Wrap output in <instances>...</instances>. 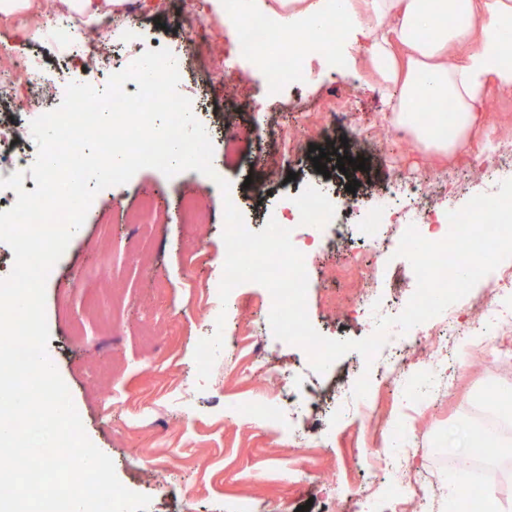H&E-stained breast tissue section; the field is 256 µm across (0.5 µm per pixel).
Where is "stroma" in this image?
<instances>
[{
    "label": "stroma",
    "instance_id": "obj_1",
    "mask_svg": "<svg viewBox=\"0 0 512 512\" xmlns=\"http://www.w3.org/2000/svg\"><path fill=\"white\" fill-rule=\"evenodd\" d=\"M25 20L48 23L41 42L25 43L21 30L6 26L0 14V70L9 67L8 46H25L42 68L53 104L66 89L63 70L81 71L85 83L104 89L109 72L87 68L81 53L54 26L53 0H32ZM137 12L145 37L128 47L122 28L101 35L110 51L130 58L144 51L167 49L187 67L181 95L205 127L212 146L215 177L196 171L165 176L154 168L136 172L123 185L108 187L94 198L83 225L74 233L45 285V313L50 333L47 353L66 383L84 430L114 463L119 481L149 496L147 512H341L342 501L368 487L369 512H406L393 499L388 476L376 475L382 451L378 435H406L410 448L406 470L418 496L430 499L432 512H458L447 487L464 480L481 429L488 396L512 390V323L497 335L469 334L484 315L482 300L498 272L483 277L467 294L458 313L462 330L442 348L447 382L427 402L399 391L385 370L393 361L383 347L372 362L348 352L325 372L315 371L307 353L264 331L268 290L256 283L236 286L227 304L202 300L200 285L223 273L224 199L219 181L251 230H261L269 215L290 196L320 186L340 214L335 229L313 234L305 262L307 312L314 328L330 339L359 340L372 334L359 309L358 297L379 302L381 310H403L417 281L407 258L396 251L404 225L380 230L383 249L365 240L361 205L367 196L392 185L401 171L422 172L420 198L447 210L444 190L457 177L462 198L481 194L486 172L466 164L457 152L437 155L415 138L393 136L396 115L386 104L388 91L367 60L364 45L344 46L346 69L322 49L308 54L306 79L284 85L275 105L261 95L273 81L265 65L242 58L232 81L222 82L196 71L200 54L217 56L234 50V28L217 18L206 24L212 34L200 47L196 20L181 21L156 12V0H141ZM349 101L350 122L306 138V147L282 159L279 135H302L301 115L322 109L328 101ZM361 129L353 147L366 159L361 170L342 174L336 162L318 173L310 145L331 152L333 144ZM241 136L242 153L261 152L259 166L224 165L227 132ZM512 143V92L489 87L469 142L483 134ZM357 181L348 191L349 181ZM151 193L165 211L164 223L141 214L140 202ZM200 196L213 223H184L180 201ZM204 253L188 263L196 243ZM224 317V346L235 347V366L216 360L208 379H200L194 361L200 339L215 331ZM293 373L292 383L278 386L274 373ZM370 375L364 399L367 414L337 406L338 395L352 391L362 373ZM293 403L311 438L301 440L278 431L255 402ZM487 485L505 512H512V433H502L486 447L480 461Z\"/></svg>",
    "mask_w": 512,
    "mask_h": 512
}]
</instances>
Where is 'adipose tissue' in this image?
<instances>
[{
    "instance_id": "ef3b65f1",
    "label": "adipose tissue",
    "mask_w": 512,
    "mask_h": 512,
    "mask_svg": "<svg viewBox=\"0 0 512 512\" xmlns=\"http://www.w3.org/2000/svg\"><path fill=\"white\" fill-rule=\"evenodd\" d=\"M266 15L277 32L302 31L320 41L328 19H342L340 36L365 41L368 61L380 79L396 89L394 110L425 148L445 154L462 147L478 119L488 84L512 90V0H246ZM392 17L383 27V17ZM420 101H448L452 112L431 113L421 122ZM453 124L454 138L441 129Z\"/></svg>"
}]
</instances>
